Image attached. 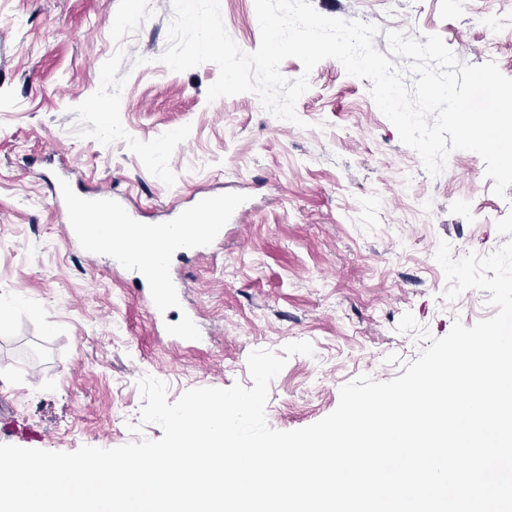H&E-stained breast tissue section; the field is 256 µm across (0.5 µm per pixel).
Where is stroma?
Listing matches in <instances>:
<instances>
[{
    "instance_id": "35a3bbf8",
    "label": "stroma",
    "mask_w": 512,
    "mask_h": 512,
    "mask_svg": "<svg viewBox=\"0 0 512 512\" xmlns=\"http://www.w3.org/2000/svg\"><path fill=\"white\" fill-rule=\"evenodd\" d=\"M328 17L383 32L439 34L457 58L496 57L512 78V0H312ZM226 30L246 51L260 42L253 0H221ZM172 0H0V302L22 312L0 322V444L55 452L114 448L141 434L146 375L169 400L198 387L251 386L247 357L312 343L270 385L269 426H309L362 374L402 375L424 343L397 332L404 313L433 336L454 319L494 315L487 292L446 302L439 240L454 257L489 254L512 239V186L493 194L483 160L457 151L452 174L432 178L379 111L367 79L333 59L310 74L301 125L245 93L210 102L218 68L171 72ZM74 190L113 186L164 224L172 205L221 195L245 205L244 223L199 259L173 256L202 325L192 343L162 336L144 301L150 276L114 269L63 242L64 220L45 177Z\"/></svg>"
}]
</instances>
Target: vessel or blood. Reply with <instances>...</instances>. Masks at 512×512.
<instances>
[{
	"label": "vessel or blood",
	"instance_id": "b4317fda",
	"mask_svg": "<svg viewBox=\"0 0 512 512\" xmlns=\"http://www.w3.org/2000/svg\"><path fill=\"white\" fill-rule=\"evenodd\" d=\"M52 194L65 213L64 243L86 254L97 247L96 227L115 218L125 232L112 246V260L123 268H150L155 289L149 298L148 311L153 321H163L171 307L182 303L184 293L169 276L171 255H197L217 240L227 212L232 204L220 196H208L191 205L175 210L172 229L166 230L162 246H155L148 227L142 224L138 212L127 210L122 199L114 197L111 189L97 187L74 192L68 176L52 181Z\"/></svg>",
	"mask_w": 512,
	"mask_h": 512
}]
</instances>
